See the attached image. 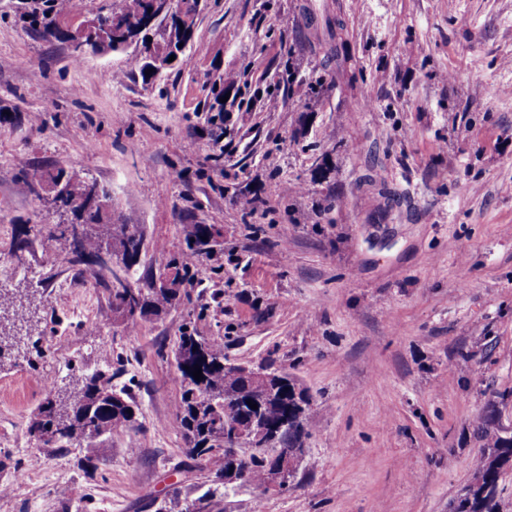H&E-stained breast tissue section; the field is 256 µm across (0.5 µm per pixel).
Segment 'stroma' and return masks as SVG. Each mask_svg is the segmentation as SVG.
<instances>
[{"label":"stroma","instance_id":"35a3bbf8","mask_svg":"<svg viewBox=\"0 0 512 512\" xmlns=\"http://www.w3.org/2000/svg\"><path fill=\"white\" fill-rule=\"evenodd\" d=\"M19 2L0 0V112L16 113L0 124V264L17 265V226L58 220L23 161L105 186L143 226L144 264L180 256L183 225L221 236L192 308L131 331L89 272L32 243L37 273L13 282L27 322L0 323V512H158L207 489L176 419L188 322L312 398L287 489L242 487L214 512H449L496 394L512 425V0H202L186 61L150 84L135 48L74 61ZM312 17L341 20L348 56L313 99ZM218 79L230 102L212 124ZM369 176L398 195L380 222ZM97 370L139 411L89 468L86 443L46 447L28 427L48 389Z\"/></svg>","mask_w":512,"mask_h":512}]
</instances>
